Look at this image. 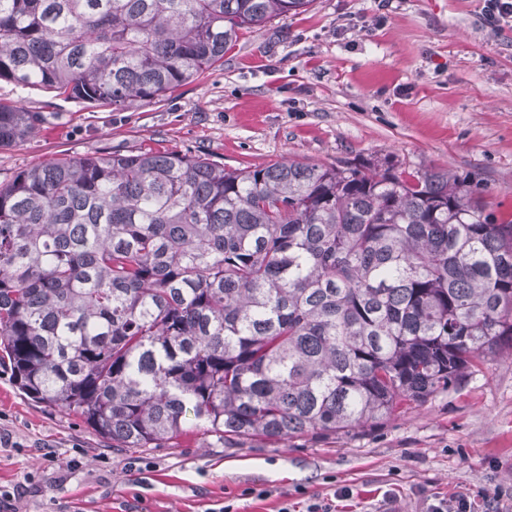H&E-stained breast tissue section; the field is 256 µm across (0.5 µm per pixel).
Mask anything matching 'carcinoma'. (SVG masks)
<instances>
[{
    "label": "carcinoma",
    "mask_w": 512,
    "mask_h": 512,
    "mask_svg": "<svg viewBox=\"0 0 512 512\" xmlns=\"http://www.w3.org/2000/svg\"><path fill=\"white\" fill-rule=\"evenodd\" d=\"M312 0H0V80L124 109ZM45 123L0 99V147ZM512 350V218L448 168L133 148L0 185V360L114 448L352 436Z\"/></svg>",
    "instance_id": "1"
}]
</instances>
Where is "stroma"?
I'll return each instance as SVG.
<instances>
[{
  "instance_id": "obj_1",
  "label": "stroma",
  "mask_w": 512,
  "mask_h": 512,
  "mask_svg": "<svg viewBox=\"0 0 512 512\" xmlns=\"http://www.w3.org/2000/svg\"><path fill=\"white\" fill-rule=\"evenodd\" d=\"M484 0H313L241 33L222 65L133 108L85 107L0 82L46 121L0 148V184L61 157L150 147L232 168L283 158L384 159L475 172L512 213V24ZM74 470L64 471L69 460ZM147 469L134 483L130 465ZM31 486L16 512H424L429 498L497 490L512 512V351L460 387L402 406L350 437L116 448L80 417L35 403L0 365V488Z\"/></svg>"
}]
</instances>
